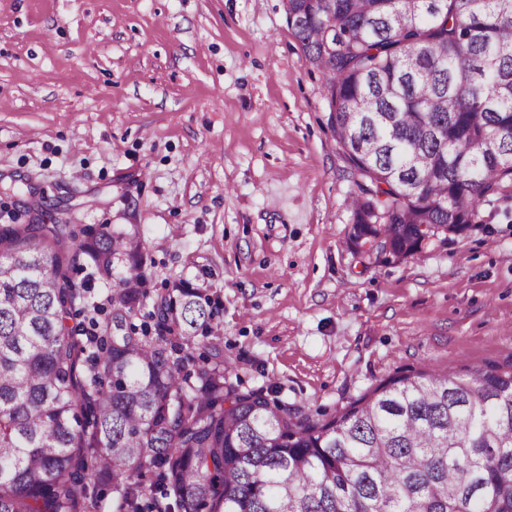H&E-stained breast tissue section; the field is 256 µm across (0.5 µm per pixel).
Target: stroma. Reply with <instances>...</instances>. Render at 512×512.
Wrapping results in <instances>:
<instances>
[{"label":"stroma","mask_w":512,"mask_h":512,"mask_svg":"<svg viewBox=\"0 0 512 512\" xmlns=\"http://www.w3.org/2000/svg\"><path fill=\"white\" fill-rule=\"evenodd\" d=\"M285 0H0V224L137 225L210 290L244 391L330 417L392 376L512 366V192L423 253L349 242L358 175Z\"/></svg>","instance_id":"obj_1"}]
</instances>
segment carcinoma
I'll return each instance as SVG.
<instances>
[{
    "label": "carcinoma",
    "mask_w": 512,
    "mask_h": 512,
    "mask_svg": "<svg viewBox=\"0 0 512 512\" xmlns=\"http://www.w3.org/2000/svg\"><path fill=\"white\" fill-rule=\"evenodd\" d=\"M287 21L362 179L354 245L418 255L512 188V0H287ZM70 240L0 224V512H80L103 482L118 512H512V368L293 417L229 382L208 288L144 287L136 225Z\"/></svg>",
    "instance_id": "1"
}]
</instances>
